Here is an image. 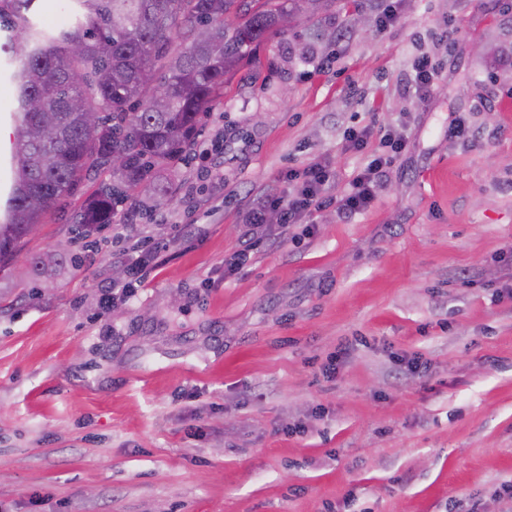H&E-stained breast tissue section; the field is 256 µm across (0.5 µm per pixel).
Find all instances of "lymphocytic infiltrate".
I'll list each match as a JSON object with an SVG mask.
<instances>
[{
    "instance_id": "1",
    "label": "lymphocytic infiltrate",
    "mask_w": 512,
    "mask_h": 512,
    "mask_svg": "<svg viewBox=\"0 0 512 512\" xmlns=\"http://www.w3.org/2000/svg\"><path fill=\"white\" fill-rule=\"evenodd\" d=\"M373 131V125L368 124L346 135L347 148L366 153L367 162L354 172L344 190H337L335 169L320 158L303 169L299 184L288 193L264 191L252 197L242 211L245 245L225 259V276L241 270L259 243L286 242L292 227L301 223L310 211L332 206L342 219L368 211L377 198L391 160L407 147L398 129H387L378 138Z\"/></svg>"
}]
</instances>
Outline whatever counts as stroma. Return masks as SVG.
Wrapping results in <instances>:
<instances>
[{
  "mask_svg": "<svg viewBox=\"0 0 512 512\" xmlns=\"http://www.w3.org/2000/svg\"><path fill=\"white\" fill-rule=\"evenodd\" d=\"M505 0H348L264 40L259 79L240 70L198 142L224 145L223 177L165 167L85 241L69 221L80 182L24 247L84 254L50 281H0V512H501L512 481V298L493 300L512 243V11ZM457 31L438 34L445 20ZM430 57L438 89L415 96ZM464 119L467 135L448 127ZM393 126L406 151L375 206L311 213L312 235L258 246L239 274L252 194L331 161L348 181L366 157L347 128ZM194 219L207 234L179 232ZM165 241L143 288L112 253ZM349 353L326 375L338 346ZM426 372L407 373L401 355Z\"/></svg>",
  "mask_w": 512,
  "mask_h": 512,
  "instance_id": "35a3bbf8",
  "label": "stroma"
}]
</instances>
